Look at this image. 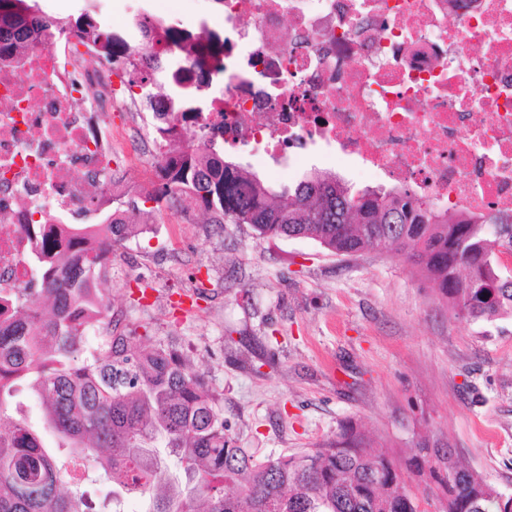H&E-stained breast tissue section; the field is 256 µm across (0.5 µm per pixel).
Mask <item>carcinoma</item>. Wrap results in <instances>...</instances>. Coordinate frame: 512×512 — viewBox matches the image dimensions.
<instances>
[{"label":"carcinoma","instance_id":"obj_1","mask_svg":"<svg viewBox=\"0 0 512 512\" xmlns=\"http://www.w3.org/2000/svg\"><path fill=\"white\" fill-rule=\"evenodd\" d=\"M32 23L48 35H91L105 56L125 48L88 12L73 22L45 15L29 0H0V26ZM149 65L130 62L128 87L149 91ZM163 142L152 210L192 200L216 224H247L260 239H309L332 253L375 247L406 256L433 281L455 315L471 321L512 316V274L498 253L512 250V215L455 217L404 188L354 193L320 171L276 189L224 156L223 129L198 142L174 122L153 124ZM106 224H73L67 250L45 234L28 262L37 277L13 299L15 322L0 324V512H425L386 448L349 427L336 440L298 454L256 458L225 432L224 407L173 344L145 349L132 331L103 321L98 281L112 249L145 230L128 224L120 197ZM95 344H86L88 331ZM40 404L43 429L23 402ZM97 473L111 490L95 501L83 484ZM425 495L446 497L445 512H493L497 487L453 449L415 456Z\"/></svg>","mask_w":512,"mask_h":512}]
</instances>
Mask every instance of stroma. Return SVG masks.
I'll return each mask as SVG.
<instances>
[{
  "label": "stroma",
  "instance_id": "35a3bbf8",
  "mask_svg": "<svg viewBox=\"0 0 512 512\" xmlns=\"http://www.w3.org/2000/svg\"><path fill=\"white\" fill-rule=\"evenodd\" d=\"M62 19L96 10L123 33L130 10L208 20L200 0H75ZM240 162L274 187L306 172L371 187L349 164L299 156L284 172ZM154 160L120 174L128 220L150 232L112 252L103 287L113 319L143 344L175 340L222 398L228 434L257 458L334 440L349 424L398 464L422 445L453 448L512 495V317H455L404 255H336L308 239L257 238L250 226L208 223L189 201L144 214Z\"/></svg>",
  "mask_w": 512,
  "mask_h": 512
}]
</instances>
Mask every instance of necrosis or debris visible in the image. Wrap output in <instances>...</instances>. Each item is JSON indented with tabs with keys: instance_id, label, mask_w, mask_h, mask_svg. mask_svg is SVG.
<instances>
[{
	"instance_id": "1",
	"label": "necrosis or debris",
	"mask_w": 512,
	"mask_h": 512,
	"mask_svg": "<svg viewBox=\"0 0 512 512\" xmlns=\"http://www.w3.org/2000/svg\"><path fill=\"white\" fill-rule=\"evenodd\" d=\"M224 19V70L203 109L226 147L285 164L325 148L435 207L512 214V0H211ZM166 19L136 32L166 59L164 91L194 88L197 46H169ZM0 298L32 275L36 223L64 226L87 185L121 163L162 158L134 124L139 88L93 45L41 32L0 36Z\"/></svg>"
}]
</instances>
